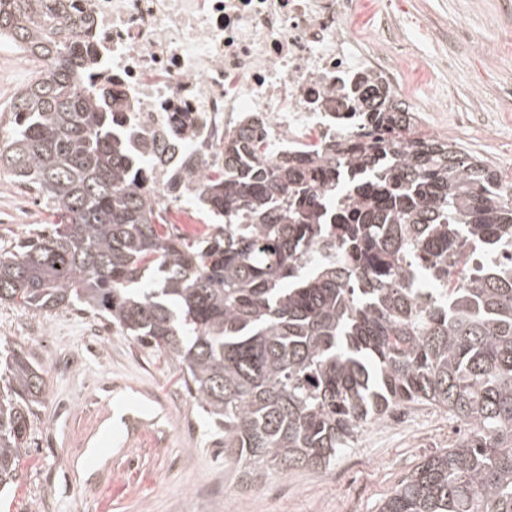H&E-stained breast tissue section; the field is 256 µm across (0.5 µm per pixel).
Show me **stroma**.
Masks as SVG:
<instances>
[{
    "mask_svg": "<svg viewBox=\"0 0 512 512\" xmlns=\"http://www.w3.org/2000/svg\"><path fill=\"white\" fill-rule=\"evenodd\" d=\"M507 0H359L355 30L399 19L401 90L433 113L449 141L512 185V11ZM39 65L0 50V107ZM49 214L35 191L0 169V256ZM44 364L32 442L0 512H379L426 456L457 445L462 423L427 404L367 424L326 472L268 470L255 481L225 462L219 435L174 363L111 324L61 307L0 304V350Z\"/></svg>",
    "mask_w": 512,
    "mask_h": 512,
    "instance_id": "obj_1",
    "label": "stroma"
}]
</instances>
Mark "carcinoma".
Masks as SVG:
<instances>
[{"label":"carcinoma","mask_w":512,"mask_h":512,"mask_svg":"<svg viewBox=\"0 0 512 512\" xmlns=\"http://www.w3.org/2000/svg\"><path fill=\"white\" fill-rule=\"evenodd\" d=\"M91 30L71 0H0V39L45 64L4 108L0 167L50 211L47 230L0 256V302L74 307L175 363L247 478L325 472L394 407L445 408L468 438L427 456L379 512H512V256L448 287L467 248L512 250L498 172L418 135L383 94L369 100L389 137L273 163L242 127L224 135V166L184 155L159 199L148 162L169 146L131 148L92 86ZM185 198L206 223L195 238L170 220ZM3 363L1 486L46 390L24 353Z\"/></svg>","instance_id":"carcinoma-1"}]
</instances>
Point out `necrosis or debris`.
Returning a JSON list of instances; mask_svg holds the SVG:
<instances>
[{"label": "necrosis or debris", "instance_id": "obj_1", "mask_svg": "<svg viewBox=\"0 0 512 512\" xmlns=\"http://www.w3.org/2000/svg\"><path fill=\"white\" fill-rule=\"evenodd\" d=\"M92 24L96 81L137 136L168 134L203 169L225 133L249 125L267 157L344 151L370 128L343 98L366 77L396 89V67L350 26L356 0H76Z\"/></svg>", "mask_w": 512, "mask_h": 512}]
</instances>
